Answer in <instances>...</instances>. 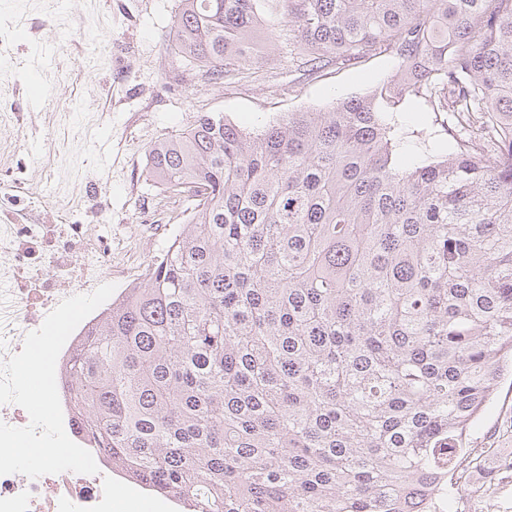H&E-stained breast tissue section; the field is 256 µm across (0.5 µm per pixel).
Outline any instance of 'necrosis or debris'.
<instances>
[{"instance_id": "4bbe7bcc", "label": "necrosis or debris", "mask_w": 512, "mask_h": 512, "mask_svg": "<svg viewBox=\"0 0 512 512\" xmlns=\"http://www.w3.org/2000/svg\"><path fill=\"white\" fill-rule=\"evenodd\" d=\"M28 123L0 113V364L67 297L112 280V227L58 210L44 183L19 176L16 146ZM112 473L0 475V512H112Z\"/></svg>"}]
</instances>
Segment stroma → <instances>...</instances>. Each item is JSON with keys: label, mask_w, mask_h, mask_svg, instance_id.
<instances>
[{"label": "stroma", "mask_w": 512, "mask_h": 512, "mask_svg": "<svg viewBox=\"0 0 512 512\" xmlns=\"http://www.w3.org/2000/svg\"><path fill=\"white\" fill-rule=\"evenodd\" d=\"M0 0V30L11 29L9 55H0V94L22 88V108H34L38 153L26 158L27 175L52 180L54 200L101 210L112 226L116 259H135V270L154 262L150 247L133 251L129 239L145 212L157 223L178 226L161 185L145 170L154 142L188 129L200 112L223 114L255 131L285 113L321 110L361 94L398 69L388 53L358 66L309 71L287 23L264 13L255 33L258 73L233 72L215 83L173 49L172 18L179 0ZM407 136L399 146L412 164L436 153L447 134L422 101L395 117ZM425 129V138L412 129ZM488 460L512 456V378L501 379L492 403L469 438ZM120 491L112 512H181L174 499L113 474Z\"/></svg>", "instance_id": "1"}]
</instances>
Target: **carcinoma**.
<instances>
[{
  "instance_id": "cac0c4a2",
  "label": "carcinoma",
  "mask_w": 512,
  "mask_h": 512,
  "mask_svg": "<svg viewBox=\"0 0 512 512\" xmlns=\"http://www.w3.org/2000/svg\"><path fill=\"white\" fill-rule=\"evenodd\" d=\"M267 0H180L209 82L258 63ZM310 70L381 52L389 80L256 132L202 114L146 171L197 197L59 369L90 448L186 512H432L512 364V0H274ZM451 113L401 164L394 114Z\"/></svg>"
}]
</instances>
